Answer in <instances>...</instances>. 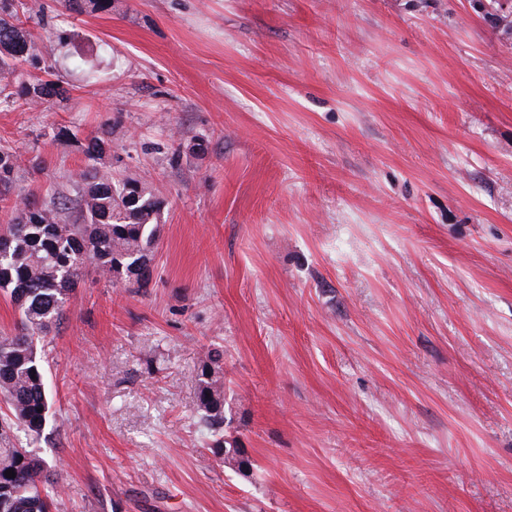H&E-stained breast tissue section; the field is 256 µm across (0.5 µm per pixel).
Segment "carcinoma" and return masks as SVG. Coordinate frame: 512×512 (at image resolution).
Returning a JSON list of instances; mask_svg holds the SVG:
<instances>
[{
    "label": "carcinoma",
    "mask_w": 512,
    "mask_h": 512,
    "mask_svg": "<svg viewBox=\"0 0 512 512\" xmlns=\"http://www.w3.org/2000/svg\"><path fill=\"white\" fill-rule=\"evenodd\" d=\"M73 10L108 11L112 0H65ZM18 0H0V75L14 73L19 61L38 60V37L19 17ZM32 90L0 87V104H38L63 95L52 80H36ZM109 142L94 136L82 145L89 161L101 159ZM17 156L0 146V201L11 195ZM76 208L63 197L41 202L23 196L14 205L16 222L0 230V293L9 297L18 317L16 333L0 337V401L9 414L0 417V512H50V479L47 463L26 447L13 442V431L23 429L40 438L49 420L44 355L46 338L63 319L65 308L88 274L111 286H149L151 261L161 231L163 201L153 187L139 179H115L93 165L77 173ZM199 423L208 431L214 457L249 474L237 440L224 434V362L210 351L202 360L198 378ZM12 469L15 476L6 477Z\"/></svg>",
    "instance_id": "obj_1"
}]
</instances>
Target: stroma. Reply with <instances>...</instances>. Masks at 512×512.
<instances>
[{"label":"stroma","mask_w":512,"mask_h":512,"mask_svg":"<svg viewBox=\"0 0 512 512\" xmlns=\"http://www.w3.org/2000/svg\"><path fill=\"white\" fill-rule=\"evenodd\" d=\"M65 98L0 106L17 187L81 146L165 201L149 287L46 346L51 512H512V31L474 0H24ZM224 352L212 456L199 367ZM198 381L197 412L199 423L209 434V450L215 458L247 477L250 463H245L247 460L242 459V448L236 439H227L224 434V362L220 353H207L201 363Z\"/></svg>","instance_id":"1"}]
</instances>
